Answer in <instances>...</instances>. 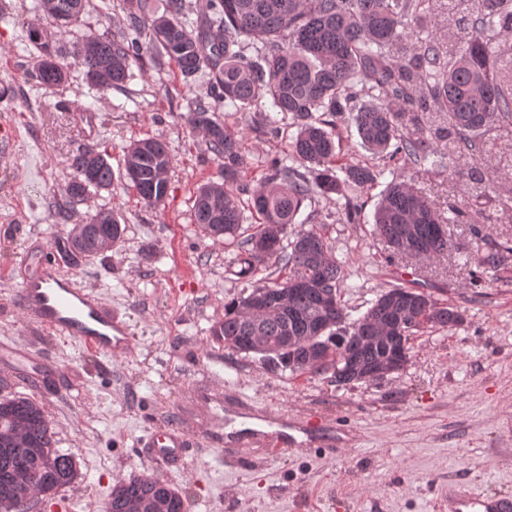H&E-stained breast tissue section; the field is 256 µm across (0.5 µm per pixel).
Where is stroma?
I'll return each mask as SVG.
<instances>
[{
  "label": "stroma",
  "mask_w": 512,
  "mask_h": 512,
  "mask_svg": "<svg viewBox=\"0 0 512 512\" xmlns=\"http://www.w3.org/2000/svg\"><path fill=\"white\" fill-rule=\"evenodd\" d=\"M34 3L0 0V131L7 133L0 138V341H17L62 370L45 375L31 394L45 404L59 448L80 464L72 512H102L117 480L142 474L179 490L185 512H448V491L459 485L512 497V253L498 268L482 263L494 245L512 238V223H488L493 202L473 200V224L449 225L447 257L411 262L373 232L383 183L361 192L354 224L342 202L313 196L304 209L320 212L343 264L340 291L350 319L403 283L453 304L464 321L413 336L408 366L371 384L270 371L211 337L225 303L248 284L232 272L223 242L202 236L192 221L197 188L222 179L187 120L186 100L206 94V78L185 81L168 56L148 50L119 89L97 90L75 68L58 85H39L29 77L36 50L28 22L49 43H70L123 27L128 4L87 0L77 23L59 27L39 17ZM81 112L96 115L94 139L84 135ZM146 137L165 141L171 155L168 192L154 207L122 177L124 147ZM89 141L108 152L115 179L110 189L73 202L63 194L72 177L68 159ZM410 176L415 190L441 208L449 194L467 190L441 168L425 165ZM102 208L118 217L123 238L62 268L125 315L134 350L118 363L23 324L19 283L10 274L31 249L52 246ZM475 224L483 240L474 238ZM206 382L257 406L319 415L321 424L309 431L312 447L275 458L253 447L236 463L193 443L183 472L150 467L137 439L162 417L207 419L192 405ZM336 426L348 431L343 448L323 454L319 444Z\"/></svg>",
  "instance_id": "35a3bbf8"
}]
</instances>
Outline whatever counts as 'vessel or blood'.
<instances>
[{
    "label": "vessel or blood",
    "instance_id": "obj_1",
    "mask_svg": "<svg viewBox=\"0 0 512 512\" xmlns=\"http://www.w3.org/2000/svg\"><path fill=\"white\" fill-rule=\"evenodd\" d=\"M12 275L20 281L18 304L24 322L46 327L55 336L75 340L88 351L108 359L116 361L132 353L134 343L125 318L100 294L65 276L54 255L43 254L34 265L21 260ZM0 354L14 366L11 380L24 387L32 385L49 369L42 359L16 344L0 346ZM225 397L242 408L244 418L266 424L262 430H235L221 439H210V446L223 448L225 457L244 460L246 449L256 438L262 439L272 456L296 445L297 440L290 433L294 420L287 411L248 404L242 395L230 391ZM189 443L188 428L171 420L150 428L137 446L150 464L179 470ZM450 512H512V498L462 487L450 496Z\"/></svg>",
    "mask_w": 512,
    "mask_h": 512
}]
</instances>
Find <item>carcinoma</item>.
Segmentation results:
<instances>
[{"instance_id":"carcinoma-1","label":"carcinoma","mask_w":512,"mask_h":512,"mask_svg":"<svg viewBox=\"0 0 512 512\" xmlns=\"http://www.w3.org/2000/svg\"><path fill=\"white\" fill-rule=\"evenodd\" d=\"M85 0H37L35 9L53 23H75ZM146 0H129L126 23L112 35L85 36L70 46L42 41L29 31L38 51L35 78L51 87L77 67L99 90L120 88L132 77V63L148 47L167 55L187 77L206 74L207 96L188 100L189 123L221 161L224 182L199 187L192 220L204 236L224 239L236 275L257 280L224 304V319L211 335L224 347L254 355L273 369L293 374L332 372L338 383L358 381L344 369L354 357L361 366L391 358L393 337L406 340L428 328L449 329L464 317L454 305L406 285L382 292L358 319L349 322L339 300L344 270L322 233L317 213L306 229L292 231L306 200L318 194L344 200V218L355 219L351 192L377 183L390 166L402 169L431 163L448 169V178L467 167L468 186L492 198L496 171L486 158L503 140H512V56L494 47L496 33L512 31V0H208L196 19L186 0H165L162 14L146 17ZM448 12L457 36L442 42L422 36L418 20ZM148 45H143V38ZM226 107L257 112L249 126L258 136L281 134L271 113L291 115L296 134L284 157L267 163V173L250 186V163L242 131L221 121ZM352 113L365 148L376 165L349 160L336 152V116ZM123 177L148 205L168 192L162 177L170 164L168 145L145 138L124 150ZM73 172L64 188L83 200L112 187L109 155L89 145L68 159ZM250 211L259 223L243 227ZM467 203L444 212L399 175L377 203L374 230L394 253L419 246L425 260L448 255V225L468 224ZM123 229L109 210H99L84 225L86 244L71 236L57 239L62 256L76 261L98 253L93 242L117 243ZM512 241L498 243L482 259L501 264ZM332 292L336 307L321 297ZM261 308L251 312L253 298ZM323 362L304 367L299 357L308 345ZM24 475L32 501L53 498L80 478L75 457L57 448L45 404L24 395L0 398V512H28L19 504L13 476ZM162 494L172 512H184L177 490L146 475L112 486L103 512H155Z\"/></svg>"}]
</instances>
